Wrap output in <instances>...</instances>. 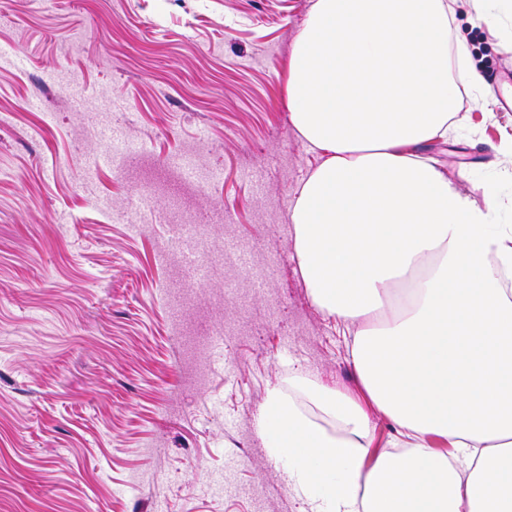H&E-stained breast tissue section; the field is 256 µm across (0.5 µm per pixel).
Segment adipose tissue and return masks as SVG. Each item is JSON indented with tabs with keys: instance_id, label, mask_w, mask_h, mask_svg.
I'll use <instances>...</instances> for the list:
<instances>
[{
	"instance_id": "obj_1",
	"label": "adipose tissue",
	"mask_w": 512,
	"mask_h": 512,
	"mask_svg": "<svg viewBox=\"0 0 512 512\" xmlns=\"http://www.w3.org/2000/svg\"><path fill=\"white\" fill-rule=\"evenodd\" d=\"M447 0H314L287 62L288 118L319 165L289 220L309 294L355 325L356 389L272 388L261 429L313 512H512V225L428 147L461 125ZM399 428L372 452L371 414ZM447 443L433 448L432 439Z\"/></svg>"
}]
</instances>
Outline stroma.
<instances>
[{
  "label": "stroma",
  "instance_id": "1",
  "mask_svg": "<svg viewBox=\"0 0 512 512\" xmlns=\"http://www.w3.org/2000/svg\"><path fill=\"white\" fill-rule=\"evenodd\" d=\"M312 0H0V512H312L261 432L269 390L356 388L345 325L313 303L288 214L318 164L291 125L285 72ZM471 0L454 27L481 89L460 82L457 138L434 148L476 204L497 183L512 223V44ZM79 75L74 108L59 75ZM216 173L190 203L223 207L251 272L205 261L224 300L204 379L174 336L154 260L164 170L190 141ZM149 157L123 181L114 145ZM466 180H459L461 171ZM127 198L112 212L100 200Z\"/></svg>",
  "mask_w": 512,
  "mask_h": 512
}]
</instances>
